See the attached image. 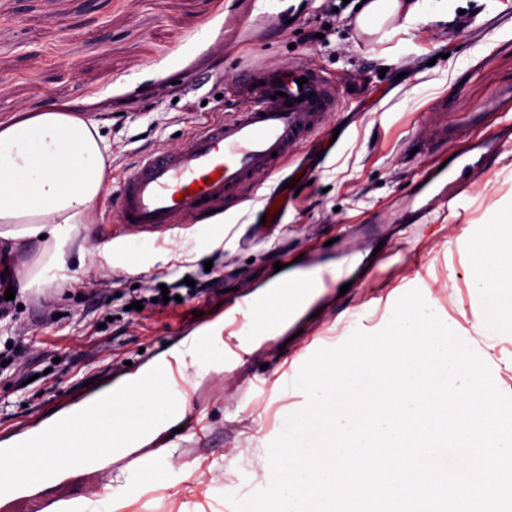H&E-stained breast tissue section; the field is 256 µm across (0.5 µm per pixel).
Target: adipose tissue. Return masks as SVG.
Wrapping results in <instances>:
<instances>
[{
  "mask_svg": "<svg viewBox=\"0 0 512 512\" xmlns=\"http://www.w3.org/2000/svg\"><path fill=\"white\" fill-rule=\"evenodd\" d=\"M448 0H363L355 17L364 33L393 39L422 19L444 20ZM111 145L94 122L65 112L47 111L19 122H0V238L14 243L44 238L56 249L88 223L108 180ZM503 234L471 251L472 286L481 298L479 326L489 337L512 333V211L501 213ZM139 487L135 472L122 468L107 493L94 503L73 498L50 503L46 512H117Z\"/></svg>",
  "mask_w": 512,
  "mask_h": 512,
  "instance_id": "obj_1",
  "label": "adipose tissue"
}]
</instances>
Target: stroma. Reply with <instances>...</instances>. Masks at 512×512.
<instances>
[{"mask_svg": "<svg viewBox=\"0 0 512 512\" xmlns=\"http://www.w3.org/2000/svg\"><path fill=\"white\" fill-rule=\"evenodd\" d=\"M457 15L412 26L388 42L361 34L345 6L326 19L324 0H0V122L47 110L97 123L112 152L107 192L94 208L87 236L65 250L66 272L44 244L29 241L10 255L14 277L39 280L36 292L16 293L12 310L27 353L17 370L0 374V437L23 426L51 400L88 393L90 384L131 374L140 360L160 357L195 312L212 317L220 306L251 293L290 263L351 225L379 218L383 207L414 188L418 173L466 150L476 138L512 126V14L495 16L488 0H456ZM331 23L325 44L309 35ZM291 60L346 81L348 90L323 137L303 142L284 168L264 175L256 190L213 214L217 241L178 238L199 256L169 260L170 242L129 266L80 262L79 247L111 241L117 224L112 192L138 157L179 144L182 137L234 112L235 82L243 68L276 69ZM287 192L280 224H262L261 196ZM512 208V149L494 172L478 178L465 214L436 217L402 243L392 225L379 228L381 261L367 281L303 319L293 340L278 338L252 353L241 369L211 376L202 412V438L170 435L188 469L173 487L141 486L123 512H219L221 497L245 475L267 479L256 458L281 432L300 400L283 383L298 359L331 336L381 330L396 300L417 288L429 305L476 352L485 353L496 386L512 395V335L485 350L477 326L480 299L471 288L470 250L501 234L492 216ZM220 269L201 297L144 319L97 307L85 282L124 273L125 291L198 279L204 262ZM51 302L58 323L43 325ZM26 406H16L17 397ZM113 468L43 490L47 500L87 496L110 485Z\"/></svg>", "mask_w": 512, "mask_h": 512, "instance_id": "35a3bbf8", "label": "stroma"}]
</instances>
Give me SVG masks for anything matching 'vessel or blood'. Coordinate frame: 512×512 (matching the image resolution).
<instances>
[{"label":"vessel or blood","instance_id":"1","mask_svg":"<svg viewBox=\"0 0 512 512\" xmlns=\"http://www.w3.org/2000/svg\"><path fill=\"white\" fill-rule=\"evenodd\" d=\"M341 90V80L299 65L246 71L236 87L242 100L236 112L135 163L112 197L119 224L145 242L236 198L258 175L276 172L301 141L321 134ZM503 149L498 138L489 136L457 168L424 173L418 191L396 201L390 223L426 224L438 213L463 212L469 174L491 173ZM373 242L368 232L352 234L335 262L308 257L290 267L278 287L252 301L228 304L222 331L199 328L197 339L188 344L190 352L203 350L210 360L236 364L256 337L273 335L302 307L328 296L339 276L365 267ZM188 362V355H167L163 371L177 401L199 405L203 398ZM124 461L146 482L162 467L164 457L136 451Z\"/></svg>","mask_w":512,"mask_h":512}]
</instances>
